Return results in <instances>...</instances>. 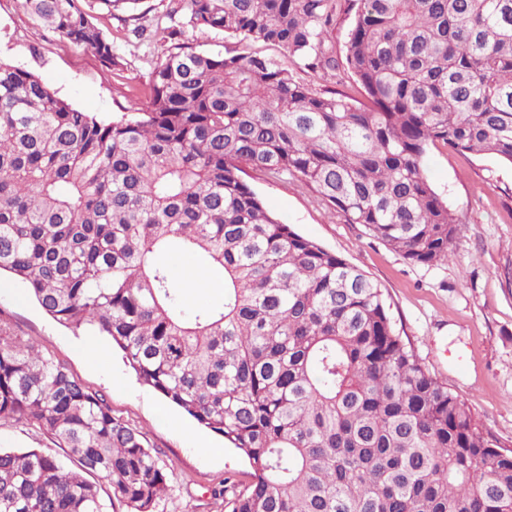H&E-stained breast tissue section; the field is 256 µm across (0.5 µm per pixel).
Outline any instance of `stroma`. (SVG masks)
<instances>
[{"label": "stroma", "mask_w": 512, "mask_h": 512, "mask_svg": "<svg viewBox=\"0 0 512 512\" xmlns=\"http://www.w3.org/2000/svg\"><path fill=\"white\" fill-rule=\"evenodd\" d=\"M168 0H145L149 11L133 24L123 12L106 18L122 64L106 73L83 48L63 49L23 9L0 0V59L35 72L59 97L109 120L142 98L164 46L154 35ZM183 39L200 51L257 54L290 65L276 46L214 31ZM297 80L335 88L300 65ZM426 166L436 192L461 217L445 263L413 264L362 225L346 223L299 181L252 175L248 183L281 223L357 266L382 288L398 331L426 371L446 384L480 427L512 446V165L490 155L430 146ZM0 319L62 362L77 380L100 391L143 435L170 474L153 512H227L225 482L250 480L248 461L138 380L108 337L69 331L49 316L10 275L0 276Z\"/></svg>", "instance_id": "obj_1"}]
</instances>
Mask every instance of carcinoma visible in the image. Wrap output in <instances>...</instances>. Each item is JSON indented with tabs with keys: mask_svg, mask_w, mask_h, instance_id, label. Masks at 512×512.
<instances>
[{
	"mask_svg": "<svg viewBox=\"0 0 512 512\" xmlns=\"http://www.w3.org/2000/svg\"><path fill=\"white\" fill-rule=\"evenodd\" d=\"M139 115L103 121L0 61V272L58 324L93 329L138 380L244 456L229 512H512V449L396 331L364 272L282 224L247 171L296 177L412 263L448 261L459 223L425 157L443 143L512 164V0H352L343 90L259 55L181 43L222 31L336 75V0H171ZM23 0L66 44L119 66L98 8ZM224 273L186 309L161 261ZM62 457L0 452V512H152L170 474L99 391L0 321V424ZM224 297V288H188L186 303L190 310L221 303Z\"/></svg>",
	"mask_w": 512,
	"mask_h": 512,
	"instance_id": "cac0c4a2",
	"label": "carcinoma"
}]
</instances>
